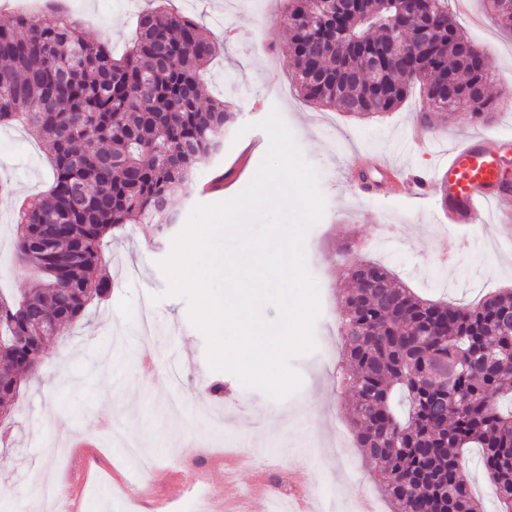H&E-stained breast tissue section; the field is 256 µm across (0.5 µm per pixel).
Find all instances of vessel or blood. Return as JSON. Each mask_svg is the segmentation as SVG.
<instances>
[{
    "mask_svg": "<svg viewBox=\"0 0 512 512\" xmlns=\"http://www.w3.org/2000/svg\"><path fill=\"white\" fill-rule=\"evenodd\" d=\"M440 181L439 206L456 224L485 222L490 205L512 201V185L501 179L498 158L481 137L449 135Z\"/></svg>",
    "mask_w": 512,
    "mask_h": 512,
    "instance_id": "vessel-or-blood-1",
    "label": "vessel or blood"
}]
</instances>
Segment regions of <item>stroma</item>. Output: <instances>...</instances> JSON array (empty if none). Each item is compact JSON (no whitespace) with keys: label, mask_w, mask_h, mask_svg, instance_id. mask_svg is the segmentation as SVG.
Instances as JSON below:
<instances>
[{"label":"stroma","mask_w":512,"mask_h":512,"mask_svg":"<svg viewBox=\"0 0 512 512\" xmlns=\"http://www.w3.org/2000/svg\"><path fill=\"white\" fill-rule=\"evenodd\" d=\"M89 41H107L122 54L138 15L153 0H65ZM213 38L242 26L238 39L205 73L204 98L234 107L243 136L226 134L220 156L198 171L191 199L173 198L179 222L198 204L224 201L202 187L246 162L230 179L232 193L252 180L269 139L255 124L278 109L304 160L317 172L326 200L323 220L304 241L306 263L318 285L321 313L313 349L294 359L301 389L284 401L244 387L232 374L210 370L202 333L188 318L184 299L166 296L156 266L171 249L156 242L148 224H129L108 238L104 252L112 276L105 300L93 301L65 336L45 345L41 380L18 394L8 424L10 441L0 446V512H33L42 483L62 480L63 495L79 512H226L244 497L250 512H271L270 493L283 486L314 491L319 512H357L369 500L374 512H392L382 497L383 478L354 448L349 432L352 396L336 379L341 357L338 303L351 282L340 267L343 249L355 257L382 259L418 295L470 307L487 294L512 289V215L493 213L486 223L454 224L432 205L439 196L433 177L448 162V134H479L506 157L504 181L512 183V112H494L489 122L468 113L436 126L421 125L428 102L412 92L395 112L357 118L316 107L296 92L288 58L282 0H169ZM456 17L464 34L492 60L489 86L500 94V76L512 74V34L497 29L485 0H465ZM421 130L426 151L404 155L398 144L407 130ZM396 164L403 188L381 173ZM418 174L430 175V205H418L408 189ZM0 179L13 194L0 197V291H30L31 277L13 258L14 205L48 188L52 174L44 145L25 127L0 126ZM465 238L450 262L439 255L449 236ZM223 382L221 398L205 384ZM150 448L148 476L135 473L126 446ZM234 448L243 463L225 473L220 456ZM200 477L207 498L189 503L186 472ZM264 485L268 497L252 496Z\"/></svg>","instance_id":"1"}]
</instances>
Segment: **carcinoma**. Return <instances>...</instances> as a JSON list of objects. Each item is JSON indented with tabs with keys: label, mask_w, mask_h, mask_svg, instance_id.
I'll return each instance as SVG.
<instances>
[{
	"label": "carcinoma",
	"mask_w": 512,
	"mask_h": 512,
	"mask_svg": "<svg viewBox=\"0 0 512 512\" xmlns=\"http://www.w3.org/2000/svg\"><path fill=\"white\" fill-rule=\"evenodd\" d=\"M497 26L512 32V0H489ZM297 88L314 105L361 117L396 110L419 85L432 110L485 121L492 64L464 38L448 0H288L283 17ZM431 32L425 50L418 34ZM394 44L403 53L389 50ZM221 49L187 16L143 15L131 49L113 57L66 17L22 15L0 26V125L19 123L46 145L50 189L20 212L17 267L38 287L16 302L0 296V408L22 379L35 378L45 343L33 320L59 336L111 287L101 243L123 224H150L163 237L177 223L171 198H189L198 167L224 143L235 113L201 103L203 72ZM388 90L374 89L371 61ZM458 97L441 95L443 81ZM49 240L46 249L40 241ZM341 300L346 386L363 456L384 476L396 512H485L462 456L482 449L499 512H512V289L471 308L415 295L379 263L351 262Z\"/></svg>",
	"instance_id": "obj_1"
}]
</instances>
